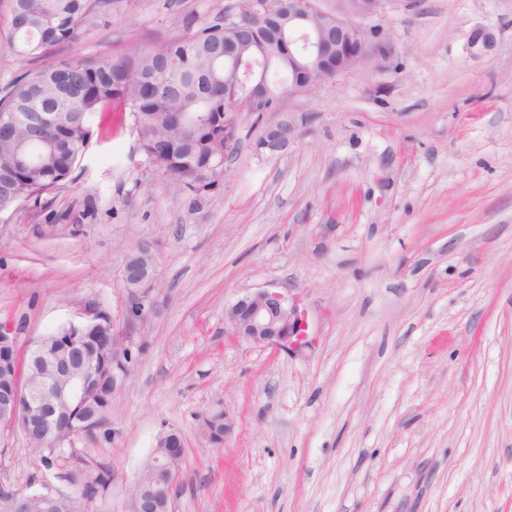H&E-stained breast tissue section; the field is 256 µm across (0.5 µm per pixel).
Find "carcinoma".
I'll return each mask as SVG.
<instances>
[{"label": "carcinoma", "mask_w": 512, "mask_h": 512, "mask_svg": "<svg viewBox=\"0 0 512 512\" xmlns=\"http://www.w3.org/2000/svg\"><path fill=\"white\" fill-rule=\"evenodd\" d=\"M102 0H9L10 21L0 31V45L25 62L24 69L0 88V120L16 127L0 136V217L26 206L42 208L45 197L69 186L74 169L92 137L91 119L102 112L132 118L146 161L158 170L175 192L192 207H199L219 183L224 163V113L241 106L259 116L278 111L276 78L293 80L309 68L302 60L288 59L275 30L251 23L240 35L220 17L191 33L174 36L143 48L122 47L112 55L84 57L61 54L81 39L96 5ZM257 57L265 63L249 81L236 70L238 60ZM35 112H53L54 123L30 118ZM41 154L38 165L21 157L23 149ZM108 312L103 322L84 328L80 335L63 329L46 335L49 352L69 355V345L81 343L112 368V335ZM14 366L0 371V390L41 382L29 368L20 347L14 348ZM95 410L112 417V384L94 382ZM27 441L45 467L70 473L79 497L105 496L116 474L111 466L85 454L48 447L42 432L30 429ZM139 482L165 499L171 486L168 474L147 467ZM0 512H73L66 500L27 498L0 486Z\"/></svg>", "instance_id": "obj_1"}]
</instances>
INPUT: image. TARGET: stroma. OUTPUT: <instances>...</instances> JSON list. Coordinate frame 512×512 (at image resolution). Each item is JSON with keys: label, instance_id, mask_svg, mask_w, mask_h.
<instances>
[{"label": "stroma", "instance_id": "stroma-1", "mask_svg": "<svg viewBox=\"0 0 512 512\" xmlns=\"http://www.w3.org/2000/svg\"><path fill=\"white\" fill-rule=\"evenodd\" d=\"M235 0H107L73 50L98 56L196 30ZM388 72L282 96L288 153L242 142L194 211L94 120L71 186L0 218V321L22 339L81 302L127 319L121 271L151 243L163 311L115 394L114 441L78 449L117 477L92 512H130L159 435L183 438L174 512H512V0H388ZM478 25L496 45L471 57ZM273 285L308 347L224 336V308ZM224 412L223 447L202 438ZM37 462L21 433L0 484Z\"/></svg>", "mask_w": 512, "mask_h": 512}]
</instances>
